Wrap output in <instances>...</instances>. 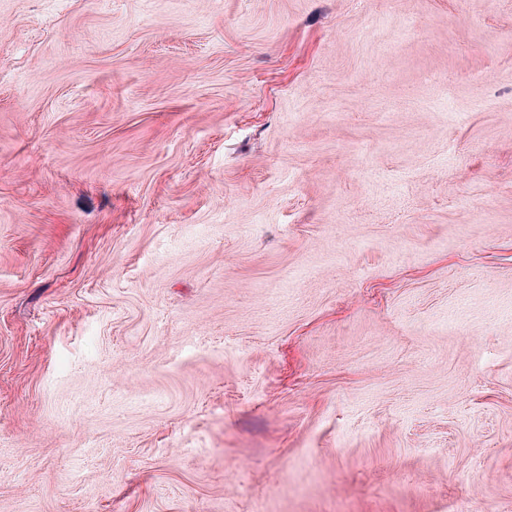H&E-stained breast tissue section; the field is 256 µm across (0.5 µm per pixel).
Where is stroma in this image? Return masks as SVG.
Returning a JSON list of instances; mask_svg holds the SVG:
<instances>
[{"instance_id":"obj_1","label":"stroma","mask_w":512,"mask_h":512,"mask_svg":"<svg viewBox=\"0 0 512 512\" xmlns=\"http://www.w3.org/2000/svg\"><path fill=\"white\" fill-rule=\"evenodd\" d=\"M0 512H512V0H0Z\"/></svg>"}]
</instances>
